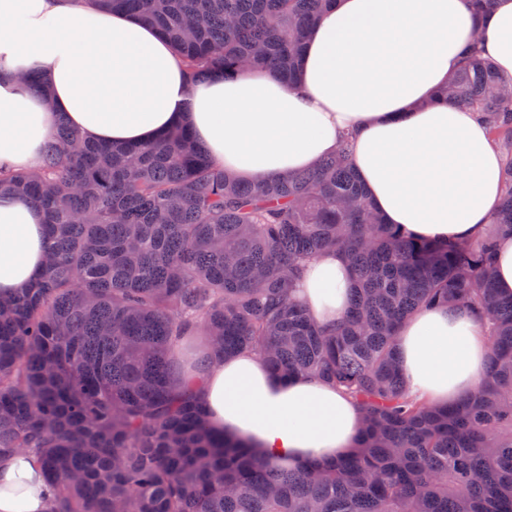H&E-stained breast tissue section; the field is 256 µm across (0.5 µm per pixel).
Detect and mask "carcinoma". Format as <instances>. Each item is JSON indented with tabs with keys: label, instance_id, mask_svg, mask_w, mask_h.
<instances>
[{
	"label": "carcinoma",
	"instance_id": "1",
	"mask_svg": "<svg viewBox=\"0 0 512 512\" xmlns=\"http://www.w3.org/2000/svg\"><path fill=\"white\" fill-rule=\"evenodd\" d=\"M153 24L197 82L265 68L293 79L331 0H94ZM442 95L482 114L504 156L489 231L445 243L383 222L349 140L313 168L240 180L179 126L142 145L83 138L64 114L36 171L0 195L46 216L49 259L0 299V456L42 462L48 512H512V297L494 277L512 235V92L468 59ZM343 255L349 307L322 327L293 295L304 263ZM435 305L490 328L487 374L448 406L411 395L398 332ZM259 352L280 378L335 386L362 412L356 449L288 470L211 427L172 360Z\"/></svg>",
	"mask_w": 512,
	"mask_h": 512
}]
</instances>
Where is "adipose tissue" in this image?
<instances>
[{"instance_id":"adipose-tissue-1","label":"adipose tissue","mask_w":512,"mask_h":512,"mask_svg":"<svg viewBox=\"0 0 512 512\" xmlns=\"http://www.w3.org/2000/svg\"><path fill=\"white\" fill-rule=\"evenodd\" d=\"M512 79V0L475 17L467 0H333L310 31L292 84L274 72L189 83L176 48L141 19L90 0H0V167L40 165L58 113L100 142L151 140L178 123L237 178L309 168L351 136V163L386 223L432 241L483 233L503 192L504 158L476 112L440 98L470 46ZM38 73L49 94L19 77ZM47 251L42 210L0 198V297L37 279ZM353 274L336 253L312 260L297 295L322 325L345 311ZM411 394L445 406L486 374L488 338L465 309L408 319L397 339ZM199 402L211 426L255 442L291 469L329 464L358 438V405L334 386L274 377L241 352L209 365ZM41 462L0 458V512H47Z\"/></svg>"}]
</instances>
